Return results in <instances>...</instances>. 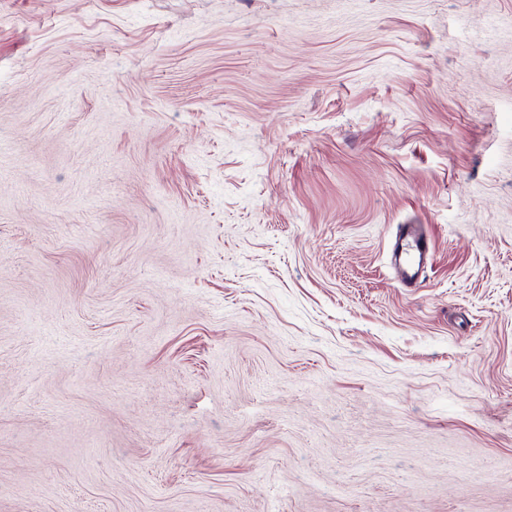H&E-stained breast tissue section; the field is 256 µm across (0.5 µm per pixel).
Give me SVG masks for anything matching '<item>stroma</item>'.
Wrapping results in <instances>:
<instances>
[{"label": "stroma", "instance_id": "35a3bbf8", "mask_svg": "<svg viewBox=\"0 0 512 512\" xmlns=\"http://www.w3.org/2000/svg\"><path fill=\"white\" fill-rule=\"evenodd\" d=\"M0 512H512V0H0ZM397 249L404 255L405 268L401 271L404 288H419L423 282L422 270L431 251L430 240L412 224H402L397 240Z\"/></svg>", "mask_w": 512, "mask_h": 512}]
</instances>
